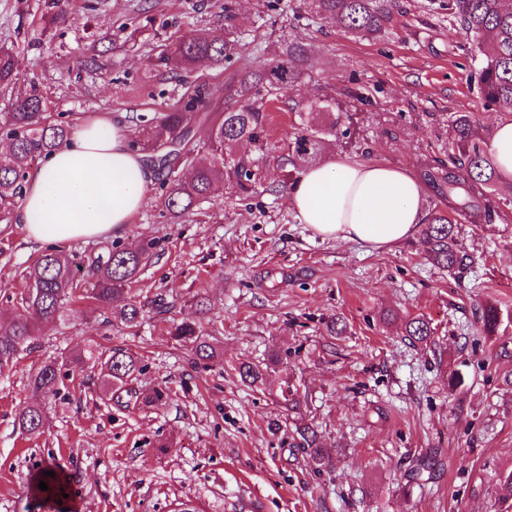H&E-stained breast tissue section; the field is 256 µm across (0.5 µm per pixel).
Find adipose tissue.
<instances>
[{
  "mask_svg": "<svg viewBox=\"0 0 512 512\" xmlns=\"http://www.w3.org/2000/svg\"><path fill=\"white\" fill-rule=\"evenodd\" d=\"M152 173L111 115L84 121L46 156L14 215L47 243L121 233L147 200ZM299 223L323 238L371 251L413 236L425 221L419 184L404 171L333 156L304 168L291 187Z\"/></svg>",
  "mask_w": 512,
  "mask_h": 512,
  "instance_id": "obj_1",
  "label": "adipose tissue"
}]
</instances>
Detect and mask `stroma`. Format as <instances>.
<instances>
[{
    "instance_id": "1",
    "label": "stroma",
    "mask_w": 512,
    "mask_h": 512,
    "mask_svg": "<svg viewBox=\"0 0 512 512\" xmlns=\"http://www.w3.org/2000/svg\"><path fill=\"white\" fill-rule=\"evenodd\" d=\"M51 22L45 0H0V45L12 47L16 79L0 89V113L38 85L47 109L71 127L101 112L134 128L139 114L164 111L184 85L228 96L230 74L207 67L178 74L157 66L192 30L224 36L232 11L243 42L275 46L297 35L312 46L301 79L268 109L272 146L260 160L261 185L245 199L202 203L174 222L163 216L160 189L121 236L66 244L81 257L112 244L156 239L158 247L131 285L145 310L139 326L113 310L73 306L30 350L0 371V512H54L29 479L56 464L75 493V512H496L512 490V202L494 225L463 224L472 257L457 277L426 260L418 237L383 251L331 241L298 222L292 179L280 157L293 136L298 106L329 95L333 110L317 126H335L323 156L378 162L420 177L422 163L445 157L448 119L472 113L483 138L512 110L486 107L471 67V47L448 14L447 0H396L384 34L364 38L333 22H308L303 0H62ZM47 244L22 225L0 231V317L9 318L26 289L24 270ZM208 302L198 316L195 295ZM500 312L494 333L481 306ZM343 335H329V316ZM421 315L430 344L406 339L405 322ZM201 320L221 359L194 363L192 346L173 323ZM121 348L142 360L134 393H105L99 366L83 386L67 385L48 405L39 433L20 430L16 414L33 402L30 377L43 363L87 347ZM284 363L260 389L243 384L241 363ZM464 383L449 388L447 373ZM296 389L302 411L328 447L332 468L314 465L284 420L282 392ZM163 388L162 407L135 392ZM437 452L423 483L407 481L411 460Z\"/></svg>"
}]
</instances>
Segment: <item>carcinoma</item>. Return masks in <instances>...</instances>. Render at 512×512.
<instances>
[{
    "label": "carcinoma",
    "instance_id": "carcinoma-1",
    "mask_svg": "<svg viewBox=\"0 0 512 512\" xmlns=\"http://www.w3.org/2000/svg\"><path fill=\"white\" fill-rule=\"evenodd\" d=\"M395 0H311V9L319 16L336 21L346 32L370 37L380 34L389 22ZM459 33L472 44L477 55L472 57L478 75V92L485 106L512 110V6L505 0H448ZM240 48L239 38L228 31L220 42L203 30L183 38L171 55H161L163 64L193 70L200 66L221 68L233 63ZM308 57L303 39L293 36L278 41L272 57L263 68L252 71L242 68L232 75L233 95L224 103H207L198 87H186L165 112L138 115L130 146L144 157L160 158V205L173 220L193 213L203 202L220 193L231 197H248L261 180L258 160L241 153L236 146L248 141L264 147L267 105L277 99V91L300 79ZM15 79V61L10 49L0 48V88L6 89ZM328 96L309 104L299 113L284 164L294 167L310 165L319 160L323 129L314 123V116L329 112ZM209 126L207 139L194 140V126ZM453 132L448 161L437 160L422 170L425 182L445 201V208L432 209L421 225L420 242L435 265L452 273L466 266L468 255L460 242L459 217L470 224H491L500 211V177L486 142L478 134L468 112H455L449 117ZM5 131L10 149L0 153V215L8 217L17 199L23 196L24 182L37 155H47L62 146L70 136L69 123L54 119L45 111L44 97L36 86L14 100L11 110L0 116V131ZM190 177L177 176L179 168ZM157 242L146 239L140 245L124 248L113 245L85 265L76 255L52 251L41 255L28 268L25 277L29 288L21 297V311L0 323V370L10 366L20 349L41 331L63 322L67 306L77 300L88 301L98 308L121 304L119 319L135 326L143 317L141 304L130 295V284L137 280L151 259ZM485 331L492 333L499 324L497 307L486 305L481 311ZM172 335L194 344L200 360L213 361L220 353L207 339L201 321H183L174 325ZM405 336L410 343H423L431 336L429 323L415 317L407 320ZM107 371L106 385L119 389L131 384L141 371L138 358L122 349L103 355L93 347L86 353L69 356L58 363L49 361L31 377L33 391L42 398L57 395L62 369L76 371L89 362ZM268 364L244 362L239 366L241 380L251 387L263 382ZM286 411L294 414L292 440L295 447L306 450L310 460L320 466H331V459L315 425L305 420L298 393H283ZM16 420L19 428L34 434L43 427L44 406L40 402L25 406ZM435 457L431 454L416 459L407 477L417 481L432 474ZM53 471L50 477L46 472ZM39 480L48 490L44 494L61 496L67 493L62 475L56 466L44 468Z\"/></svg>",
    "mask_w": 512,
    "mask_h": 512
}]
</instances>
